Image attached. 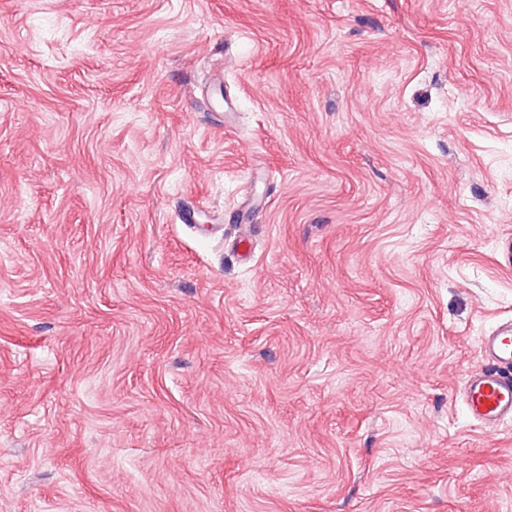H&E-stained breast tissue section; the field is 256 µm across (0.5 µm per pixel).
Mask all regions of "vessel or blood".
Returning a JSON list of instances; mask_svg holds the SVG:
<instances>
[{
    "instance_id": "obj_1",
    "label": "vessel or blood",
    "mask_w": 512,
    "mask_h": 512,
    "mask_svg": "<svg viewBox=\"0 0 512 512\" xmlns=\"http://www.w3.org/2000/svg\"><path fill=\"white\" fill-rule=\"evenodd\" d=\"M486 366L469 375L463 396L471 419L494 432L512 420V320L482 336Z\"/></svg>"
}]
</instances>
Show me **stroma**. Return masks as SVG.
<instances>
[{"label": "stroma", "instance_id": "1", "mask_svg": "<svg viewBox=\"0 0 512 512\" xmlns=\"http://www.w3.org/2000/svg\"><path fill=\"white\" fill-rule=\"evenodd\" d=\"M509 236L512 0H0V512H512ZM481 348L486 366L466 378L463 396L469 417L495 432L512 420V320L482 336Z\"/></svg>", "mask_w": 512, "mask_h": 512}]
</instances>
